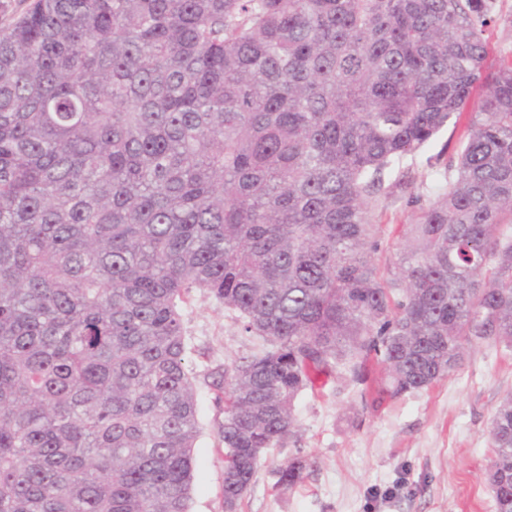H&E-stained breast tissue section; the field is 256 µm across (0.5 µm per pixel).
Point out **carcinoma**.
<instances>
[{
	"instance_id": "1",
	"label": "carcinoma",
	"mask_w": 512,
	"mask_h": 512,
	"mask_svg": "<svg viewBox=\"0 0 512 512\" xmlns=\"http://www.w3.org/2000/svg\"><path fill=\"white\" fill-rule=\"evenodd\" d=\"M496 0H35L0 28V512H188L181 305L224 367V506L365 364L396 398L512 344V49ZM467 119L451 154L438 134ZM425 156L424 173L404 167ZM432 182L396 256L382 200ZM512 512V397L489 431ZM299 457L279 481L303 478ZM497 18L487 32L491 46L489 70L495 69L500 51L512 47V0H497Z\"/></svg>"
}]
</instances>
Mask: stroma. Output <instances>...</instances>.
I'll return each instance as SVG.
<instances>
[{
  "label": "stroma",
  "instance_id": "35a3bbf8",
  "mask_svg": "<svg viewBox=\"0 0 512 512\" xmlns=\"http://www.w3.org/2000/svg\"><path fill=\"white\" fill-rule=\"evenodd\" d=\"M383 247L394 253L416 209L401 188L384 202ZM188 365L195 376L199 435L190 512H224L225 365L258 348L235 314L195 291L182 307ZM384 377L370 363L365 382L342 379L302 391L294 402L298 431L267 461L238 512H495L488 476L489 430L512 395V346L495 340L469 349L458 370L428 389L370 404ZM307 459L301 483H280L277 467Z\"/></svg>",
  "mask_w": 512,
  "mask_h": 512
}]
</instances>
